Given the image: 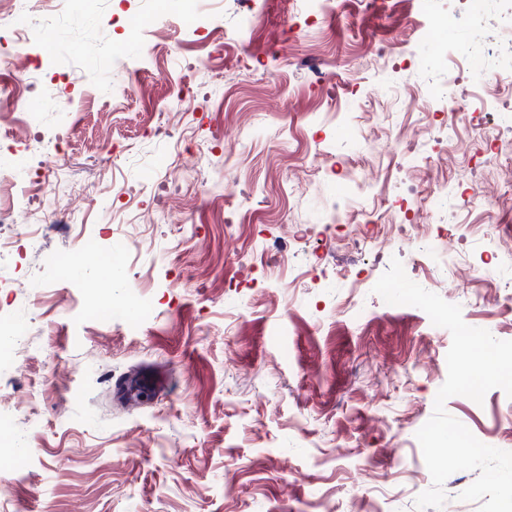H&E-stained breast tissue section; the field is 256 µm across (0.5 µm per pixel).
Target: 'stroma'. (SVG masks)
<instances>
[{"label":"stroma","mask_w":512,"mask_h":512,"mask_svg":"<svg viewBox=\"0 0 512 512\" xmlns=\"http://www.w3.org/2000/svg\"><path fill=\"white\" fill-rule=\"evenodd\" d=\"M43 0L31 37L50 73L0 97L59 140L77 224L47 222L0 258V316L28 341L0 372V415L24 443L0 453V512H416L432 485L417 431L447 378L452 337L374 293L392 259L512 340V149H491L512 81L479 86L450 131L429 89L463 62L489 70L448 0ZM133 15L138 27L120 26ZM192 107L169 110L180 68ZM134 83L121 103L108 88ZM174 138L157 135L160 125ZM418 192L399 247L352 246L345 225L403 219L385 191ZM453 190L434 210L435 180ZM456 229L437 236L438 212ZM124 307L113 315L114 304ZM164 369L173 390L128 404L111 377ZM446 411L512 451V398Z\"/></svg>","instance_id":"obj_1"}]
</instances>
